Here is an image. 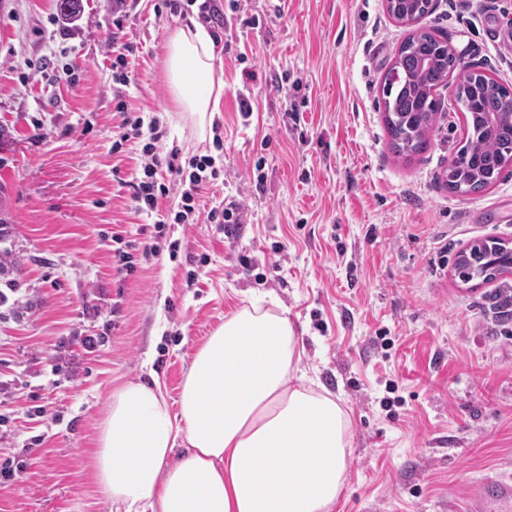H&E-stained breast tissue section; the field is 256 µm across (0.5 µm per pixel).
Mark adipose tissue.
Wrapping results in <instances>:
<instances>
[{"label": "adipose tissue", "mask_w": 512, "mask_h": 512, "mask_svg": "<svg viewBox=\"0 0 512 512\" xmlns=\"http://www.w3.org/2000/svg\"><path fill=\"white\" fill-rule=\"evenodd\" d=\"M198 23L166 42L170 91L206 129L224 93ZM304 347L262 300L226 316L196 351L178 411L157 378L112 394L96 476L115 512H333L347 480L349 415L304 387Z\"/></svg>", "instance_id": "adipose-tissue-1"}]
</instances>
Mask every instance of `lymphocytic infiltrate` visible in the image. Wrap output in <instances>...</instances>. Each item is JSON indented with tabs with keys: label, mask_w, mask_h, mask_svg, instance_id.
I'll list each match as a JSON object with an SVG mask.
<instances>
[{
	"label": "lymphocytic infiltrate",
	"mask_w": 512,
	"mask_h": 512,
	"mask_svg": "<svg viewBox=\"0 0 512 512\" xmlns=\"http://www.w3.org/2000/svg\"><path fill=\"white\" fill-rule=\"evenodd\" d=\"M122 115L121 132L112 144L113 150H120L129 137L144 138L145 144L140 155V164L133 177L132 208L140 215L155 217L156 231H163L169 224H195L204 220L211 224H234L238 221L237 208L215 206L202 210L199 198L220 176L213 155H193L186 163H179L177 153L162 154L159 142L164 132L158 117L132 116L126 114L124 104H117ZM168 174V181H160V174ZM182 187L176 208L162 209L161 202L167 198L168 182Z\"/></svg>",
	"instance_id": "obj_1"
}]
</instances>
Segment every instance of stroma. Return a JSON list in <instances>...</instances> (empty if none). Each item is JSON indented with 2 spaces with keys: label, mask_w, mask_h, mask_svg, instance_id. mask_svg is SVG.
<instances>
[{
  "label": "stroma",
  "mask_w": 512,
  "mask_h": 512,
  "mask_svg": "<svg viewBox=\"0 0 512 512\" xmlns=\"http://www.w3.org/2000/svg\"><path fill=\"white\" fill-rule=\"evenodd\" d=\"M124 9L127 85L106 58L112 0H82L73 23L57 0H0V447L24 467L0 485V512H111L94 466L113 391L150 368L177 405L196 349L264 295L287 309L313 389L349 414L337 512H460L476 483L512 478V275L465 283L454 267L476 241L512 243V167L483 193L448 192L457 76L436 92L429 150L396 158L379 100L410 29L385 0H238L215 44L224 174L200 204H240L239 220L159 235L131 207L141 143L113 151L116 105L160 118L163 153L212 150L164 66L169 33L198 9ZM426 24L512 87V50L487 37H512V0H434ZM49 53L73 76L26 80ZM116 233L128 275L112 266Z\"/></svg>",
  "instance_id": "1"
}]
</instances>
